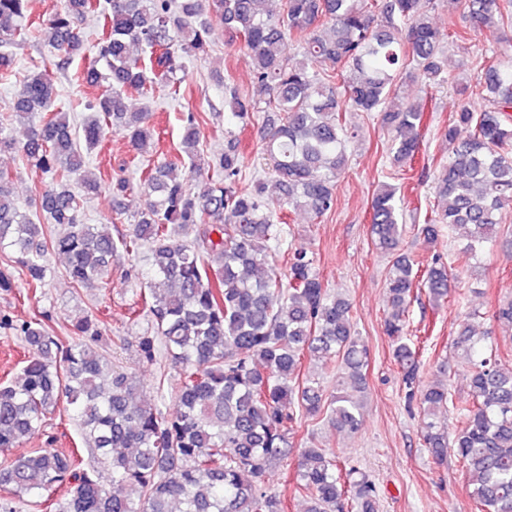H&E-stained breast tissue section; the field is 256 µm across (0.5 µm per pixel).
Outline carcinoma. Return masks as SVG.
Listing matches in <instances>:
<instances>
[{
	"mask_svg": "<svg viewBox=\"0 0 512 512\" xmlns=\"http://www.w3.org/2000/svg\"><path fill=\"white\" fill-rule=\"evenodd\" d=\"M31 0H0V79L13 72L6 48L22 34ZM65 0L42 20L48 56L71 59L85 38L78 21L93 16L101 27L95 63L77 81L105 89L76 139L70 116L47 110L59 90L45 73L23 80L11 101L15 118L28 121L17 144L0 122V150H15L50 178L34 200L46 220L60 226L45 237L42 224L12 196L8 171L0 170V251L22 268L27 294H42L56 275L52 258H67L65 277L74 288L109 287V267L119 251L149 245L146 285L135 292L130 314L147 317L138 338L140 359H165L148 401L136 376L99 350L104 322L92 314L73 320L71 341L60 345L43 311L20 324L0 318V328L24 337L34 353L20 375L0 383V452L18 448L65 404L78 418L79 451L35 448L0 461V512H16L25 499L42 504L57 495L50 512H285V501L265 488L266 472L293 452L294 425L327 419L342 435L359 431L366 389L368 347L351 322V303L332 294L304 249L287 250V268L268 263L282 250L283 213L316 219L336 203L335 184L349 164L358 135L349 112H378L389 132V153L398 169L411 167L423 142L427 101L403 98L405 82L453 84L444 68L442 38L433 23L434 0ZM463 10L466 25L448 26L451 41L512 24V0H446ZM230 44L251 56L256 94L230 93L231 117L256 127L262 142L263 176L254 189L239 188L243 156L236 130L226 131L224 152L204 160L197 112L182 119L179 154L141 161L145 206L127 234L110 224H87L84 200L102 183L82 175L87 155L105 128H119L136 154H147L155 129L147 111H131L126 94L145 95L181 85L182 56L206 55L214 25ZM294 42L298 53L285 52ZM474 88L488 106L462 107L441 136L448 161L437 172L434 207L438 223L417 227L428 242L448 230H466L464 253L481 260L500 239L512 208V43L504 40L482 58ZM188 161L191 172L214 168L222 179L190 186L173 175ZM79 176V190L70 185ZM374 245L392 257L385 292L390 309L385 334L394 342L408 405L422 413L423 439L443 462L448 449L462 469L477 512H512V367L485 350L486 336L464 323L453 339L465 357L470 401L459 408L461 425L449 432L437 420L448 405V383L423 385L419 350L408 333V306L422 290L436 304L457 281L439 256L421 260L403 251V205L396 190L377 192L370 206ZM339 363L336 394L328 397L306 361ZM177 411L167 409V399ZM109 482H104L100 469ZM305 512H377L378 490L357 466L323 448L299 450L293 476Z\"/></svg>",
	"mask_w": 512,
	"mask_h": 512,
	"instance_id": "1",
	"label": "carcinoma"
}]
</instances>
